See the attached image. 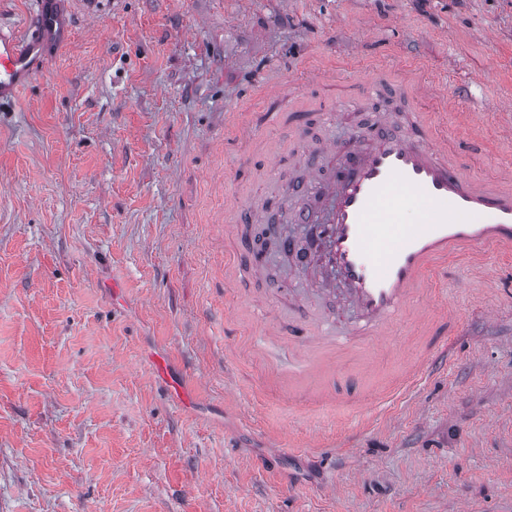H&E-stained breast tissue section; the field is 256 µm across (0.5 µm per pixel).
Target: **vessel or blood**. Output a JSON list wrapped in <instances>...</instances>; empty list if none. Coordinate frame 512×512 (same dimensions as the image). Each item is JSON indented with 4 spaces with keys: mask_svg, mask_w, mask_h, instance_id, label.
I'll return each instance as SVG.
<instances>
[{
    "mask_svg": "<svg viewBox=\"0 0 512 512\" xmlns=\"http://www.w3.org/2000/svg\"><path fill=\"white\" fill-rule=\"evenodd\" d=\"M64 30L54 0H43L31 35L0 28V101L16 97L48 41ZM323 151L339 167L320 187L321 217L301 210L297 220L319 221L331 261L372 333L419 300L440 262L475 251L512 254V169L492 182L468 177L433 143L419 115L404 131L378 115L344 141H324Z\"/></svg>",
    "mask_w": 512,
    "mask_h": 512,
    "instance_id": "vessel-or-blood-1",
    "label": "vessel or blood"
}]
</instances>
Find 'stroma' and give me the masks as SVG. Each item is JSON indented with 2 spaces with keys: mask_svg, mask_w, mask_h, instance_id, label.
<instances>
[{
  "mask_svg": "<svg viewBox=\"0 0 512 512\" xmlns=\"http://www.w3.org/2000/svg\"><path fill=\"white\" fill-rule=\"evenodd\" d=\"M59 2L0 106V512H512V256L449 259L447 331L370 342L294 220L372 71L393 118L447 111L450 161L512 166V0Z\"/></svg>",
  "mask_w": 512,
  "mask_h": 512,
  "instance_id": "obj_1",
  "label": "stroma"
}]
</instances>
